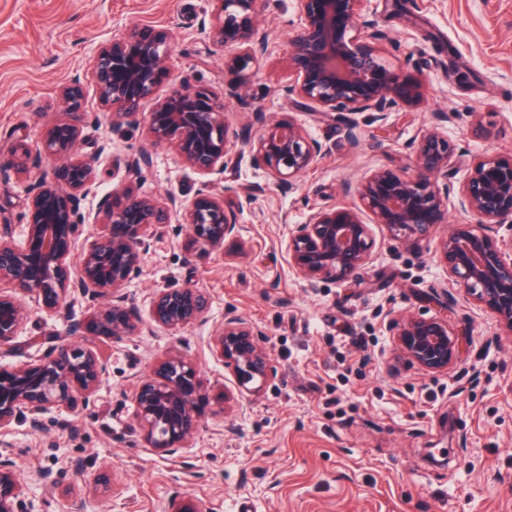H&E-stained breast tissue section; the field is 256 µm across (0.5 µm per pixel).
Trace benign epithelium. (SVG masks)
I'll list each match as a JSON object with an SVG mask.
<instances>
[{
  "instance_id": "1",
  "label": "benign epithelium",
  "mask_w": 512,
  "mask_h": 512,
  "mask_svg": "<svg viewBox=\"0 0 512 512\" xmlns=\"http://www.w3.org/2000/svg\"><path fill=\"white\" fill-rule=\"evenodd\" d=\"M212 2L204 33L232 48L224 55V95L186 83L164 97L157 95L174 52L164 34L132 29L102 45L92 63L96 92L111 123L137 117L146 102L154 101L149 135L172 147L202 177L195 197L189 202L177 197L161 201L130 190L117 204L107 197L98 211L105 231L75 253L86 224L79 201L96 184V165L93 158L75 157L85 117L80 112L83 87L77 80L63 86L62 112L42 146L58 162L53 181L42 177L33 188L22 239L0 230L1 346L12 345L25 329L28 311L18 299L20 293L55 310L70 290H78L94 310L92 329L105 337L150 332L154 326L179 331L206 321L209 298L197 288L168 284L155 289L146 320L127 306L125 288L139 274L142 256L171 224L186 225L195 243L211 249L238 234L236 214L212 193L211 178L224 174L231 161L224 99L249 103L248 77L267 53L269 34L259 20L262 0ZM364 2L296 0L302 29L291 41L286 60L294 76L287 92L295 107L334 115L352 143L356 115L372 111L383 121L394 108H416L427 100L424 79L385 59L380 43L388 36L360 23ZM435 120L412 141L410 167H377L356 186L345 185V193H355L359 204L319 209L303 223L288 225L289 262L311 286L326 279L357 278L369 265L373 248L363 212L413 245L447 223L448 198L454 192L459 208L473 222L452 225L439 239L436 254L451 285L489 308L512 334V153L471 156L468 176L456 188L448 183L455 146L442 131L451 116L441 112ZM242 140L273 184L290 189L330 152L293 121L268 124L257 135L244 128ZM151 163V154L141 151L128 159L127 172L138 177ZM501 229L508 235L499 234ZM450 310L445 302L430 317L387 312L386 330L397 338L399 357L429 373L448 370L462 345V337L449 330ZM262 336L261 329L232 309L213 336V350L241 387L260 388L271 377ZM107 370V362L91 347L71 342L51 346L28 363H1L0 432L20 419L35 427L51 409L75 410L90 403ZM199 390L195 367L180 355L161 361L153 377L140 381L134 406L146 447L173 454L189 446L198 425L194 403ZM0 512H33L7 460H0Z\"/></svg>"
}]
</instances>
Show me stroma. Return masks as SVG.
<instances>
[{
  "label": "stroma",
  "instance_id": "obj_1",
  "mask_svg": "<svg viewBox=\"0 0 512 512\" xmlns=\"http://www.w3.org/2000/svg\"><path fill=\"white\" fill-rule=\"evenodd\" d=\"M211 0H0V229L21 237L39 169L5 162L17 143L36 147L60 110L59 91L84 89L90 115L77 151L96 157L100 198L133 188L139 195L192 199L198 175L170 147L153 142L147 115L114 124L104 119L89 64L97 49L137 27L168 35L180 83L224 91V53L202 32ZM364 18L388 34V59L423 75L429 95L418 109L357 117L356 142L332 117L297 111L286 95L292 75L289 43L301 28L295 0H267L260 19L272 36L256 64L248 93L268 122L302 124L331 145L292 190L270 185L241 142L234 170L214 182L237 211L241 238L200 251L185 226H169L146 252L127 288L129 307L145 312L153 289L166 284L205 291L206 322L178 332L83 340L98 348L108 372L84 409L54 410L38 427L20 421L0 433V457L10 458L35 512H168L172 499L192 498L200 512H512V335L464 291L450 288L434 242L411 247L372 225L371 263L357 279L306 287L288 262L286 227L311 211L342 202L345 182L385 166L401 169L409 145L432 123L457 151L512 152V0H368ZM146 151L153 165L128 181L125 163ZM253 203L239 207L253 185ZM449 292V325L470 337L469 348L442 373L398 360L385 329L386 312L435 314L434 293ZM30 315L22 336L0 346V363L22 364L48 344L69 342L71 321L91 311L69 293L64 314L24 297ZM232 309L266 331L273 376L256 393L238 387L212 349L211 336ZM184 354L202 384L199 426L190 447L169 456L144 447L134 419L136 384L168 354ZM108 472L111 488L91 482Z\"/></svg>",
  "mask_w": 512,
  "mask_h": 512
}]
</instances>
